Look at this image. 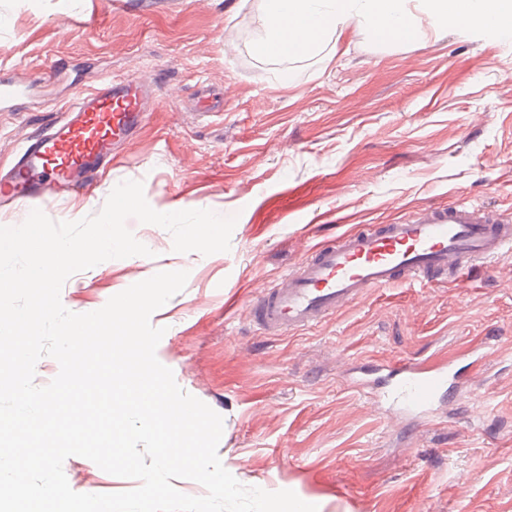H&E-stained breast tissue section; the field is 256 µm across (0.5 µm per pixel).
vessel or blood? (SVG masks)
I'll list each match as a JSON object with an SVG mask.
<instances>
[{"label": "vessel or blood", "mask_w": 512, "mask_h": 512, "mask_svg": "<svg viewBox=\"0 0 512 512\" xmlns=\"http://www.w3.org/2000/svg\"><path fill=\"white\" fill-rule=\"evenodd\" d=\"M153 85L134 75L83 93L62 119L29 138L12 167L0 173V199L48 201L92 184L112 163L116 148L141 128ZM512 249V223L458 204L416 213L401 224H372L314 249L279 280L263 285L246 308L266 334L308 328L370 292L401 283L461 277ZM348 388L368 386L396 411L417 419L433 413L445 396L466 390L455 361L425 364L398 358L361 368Z\"/></svg>", "instance_id": "vessel-or-blood-1"}]
</instances>
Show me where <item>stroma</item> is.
Listing matches in <instances>:
<instances>
[{
	"label": "stroma",
	"mask_w": 512,
	"mask_h": 512,
	"mask_svg": "<svg viewBox=\"0 0 512 512\" xmlns=\"http://www.w3.org/2000/svg\"><path fill=\"white\" fill-rule=\"evenodd\" d=\"M140 2L0 0V79L31 85L0 104V169L81 91L137 74L156 88L140 131L94 186L41 211L76 221L139 181L156 211L235 217L230 249L177 253L167 230L128 219L150 256L72 275L65 308L187 272L151 316L165 330L156 357L222 416L218 454L244 486L293 491L318 512H512V251L458 279L372 291L290 334L262 333L245 311L357 226L459 203L512 219V40L452 29L379 46L351 25L342 54L271 62L250 51L257 0ZM204 86L223 94L220 111L195 110ZM398 356L469 364L485 410L454 400L421 424L347 390L345 373ZM63 469L79 493L139 485L81 456Z\"/></svg>",
	"instance_id": "1"
}]
</instances>
